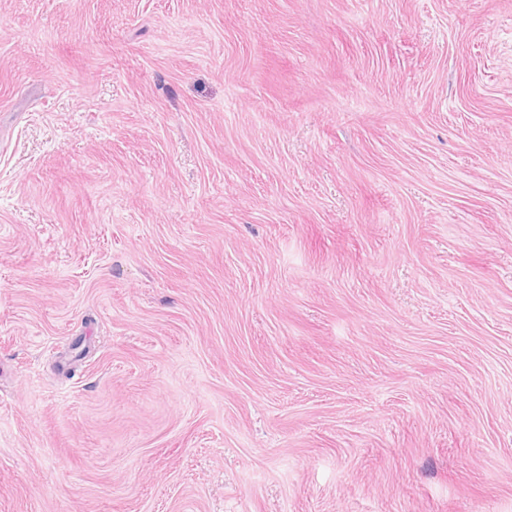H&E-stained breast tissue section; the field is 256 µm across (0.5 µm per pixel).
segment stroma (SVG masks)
Instances as JSON below:
<instances>
[{
    "mask_svg": "<svg viewBox=\"0 0 512 512\" xmlns=\"http://www.w3.org/2000/svg\"><path fill=\"white\" fill-rule=\"evenodd\" d=\"M0 512H512V0H0Z\"/></svg>",
    "mask_w": 512,
    "mask_h": 512,
    "instance_id": "stroma-1",
    "label": "stroma"
}]
</instances>
